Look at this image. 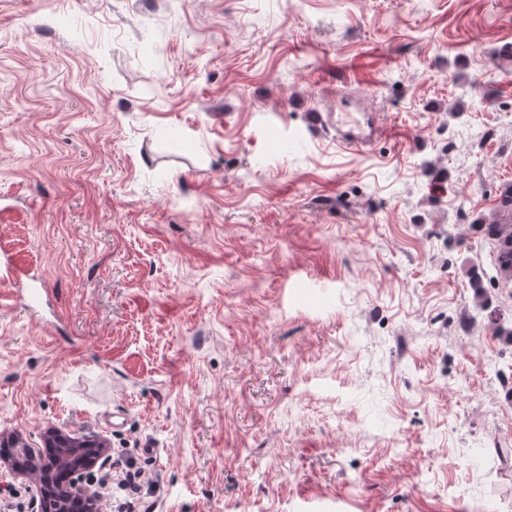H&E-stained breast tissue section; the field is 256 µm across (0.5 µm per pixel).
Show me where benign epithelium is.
<instances>
[{
  "label": "benign epithelium",
  "instance_id": "7a95c632",
  "mask_svg": "<svg viewBox=\"0 0 512 512\" xmlns=\"http://www.w3.org/2000/svg\"><path fill=\"white\" fill-rule=\"evenodd\" d=\"M43 444L54 452L45 456L15 435L0 436V447L15 449L10 468L19 476L38 480L42 487L38 512H70L69 501L76 495L86 503L87 512H100L95 490L82 481L84 472L107 459V443L99 437H79L50 428Z\"/></svg>",
  "mask_w": 512,
  "mask_h": 512
}]
</instances>
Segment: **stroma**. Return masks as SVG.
Returning a JSON list of instances; mask_svg holds the SVG:
<instances>
[{
  "instance_id": "obj_1",
  "label": "stroma",
  "mask_w": 512,
  "mask_h": 512,
  "mask_svg": "<svg viewBox=\"0 0 512 512\" xmlns=\"http://www.w3.org/2000/svg\"><path fill=\"white\" fill-rule=\"evenodd\" d=\"M512 0H0V433L106 440L133 512H503ZM392 130L312 138L343 95ZM502 375L488 370V363ZM156 451L145 455L144 443ZM457 230L460 242L471 232L491 242L496 252V278L504 283L512 282V184L502 187L497 218L487 221L480 217Z\"/></svg>"
}]
</instances>
